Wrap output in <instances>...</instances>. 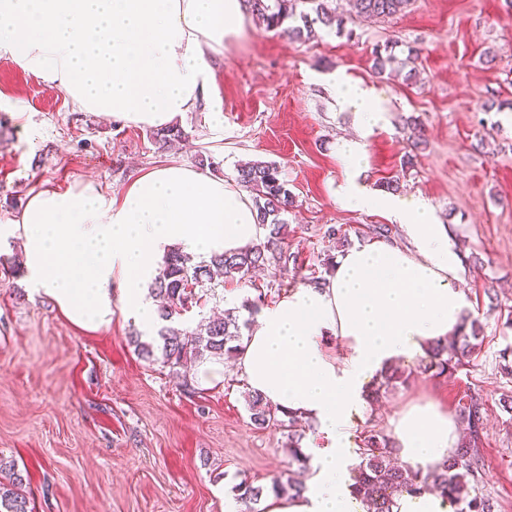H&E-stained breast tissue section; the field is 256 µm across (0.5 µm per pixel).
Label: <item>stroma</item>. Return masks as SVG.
I'll list each match as a JSON object with an SVG mask.
<instances>
[{
	"label": "stroma",
	"instance_id": "obj_1",
	"mask_svg": "<svg viewBox=\"0 0 512 512\" xmlns=\"http://www.w3.org/2000/svg\"><path fill=\"white\" fill-rule=\"evenodd\" d=\"M354 31L292 40L254 22L245 37L210 61L208 84L224 111L211 127L205 108L179 118L187 139L161 149L150 131L70 104L57 87L0 56V225L16 218L31 195L94 181L122 189L167 164L197 166L213 157L212 175L234 181L238 164L271 161L295 198L284 247L297 262L281 276L265 270L202 289L199 314L224 312L264 291L266 306L323 274L324 254L341 249L325 232L346 230L351 244L371 241L368 226L390 223L380 209L342 206L346 177L336 146L364 144L358 177L382 193L393 178L402 197L419 196L449 225L462 257L468 310L485 326L477 366L452 377L412 376L367 412L363 429L389 434L408 405L432 400L455 411L459 398L486 399L483 494L497 512H512V413L498 399L512 381L498 353L512 342V10L505 0H411L390 19L351 14L332 0ZM397 58L420 49L417 77H377L375 46ZM372 85L386 107L372 134L339 110L337 76ZM28 109L17 112L14 101ZM417 117L421 128L404 127ZM14 239L0 242V460L27 483L32 512H223L233 486L300 477L281 428H255L247 384L234 364L208 382L179 386L169 367L140 359L130 341L138 324L115 314L109 327L83 330L46 297L12 274Z\"/></svg>",
	"mask_w": 512,
	"mask_h": 512
}]
</instances>
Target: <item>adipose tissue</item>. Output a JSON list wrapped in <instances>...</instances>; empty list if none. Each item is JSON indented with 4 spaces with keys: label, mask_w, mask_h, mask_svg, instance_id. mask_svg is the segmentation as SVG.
Segmentation results:
<instances>
[{
    "label": "adipose tissue",
    "mask_w": 512,
    "mask_h": 512,
    "mask_svg": "<svg viewBox=\"0 0 512 512\" xmlns=\"http://www.w3.org/2000/svg\"><path fill=\"white\" fill-rule=\"evenodd\" d=\"M245 0H0V56L61 89L84 112L161 128L207 95L209 57L239 40ZM336 103L364 133L382 120L372 86L338 80ZM349 174L341 203L386 211L407 232L400 246L355 245L322 286L291 290L264 309L238 365L251 392L313 421L325 447L308 446L314 475L299 497H269L267 512H367L350 472L359 464L353 429L368 408L367 385L399 358L454 333L467 306L459 253L448 226L418 196H373L356 181L361 142L341 141ZM262 228L245 194L184 164L147 171L119 194L88 182L33 194L0 239L21 238L22 270L74 325L109 326L114 313L153 325L149 294L169 248L210 258L258 241ZM404 465L425 468L456 448V419L433 401L392 418Z\"/></svg>",
    "instance_id": "adipose-tissue-1"
}]
</instances>
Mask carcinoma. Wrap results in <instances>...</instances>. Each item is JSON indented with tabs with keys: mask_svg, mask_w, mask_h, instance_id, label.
Returning a JSON list of instances; mask_svg holds the SVG:
<instances>
[{
	"mask_svg": "<svg viewBox=\"0 0 512 512\" xmlns=\"http://www.w3.org/2000/svg\"><path fill=\"white\" fill-rule=\"evenodd\" d=\"M247 10L269 29L283 28V33L298 39H314L322 28L345 31V18L327 6V0H245ZM409 0H356L357 14L365 18H390L403 12ZM372 70L380 75L395 62L389 48L372 51ZM186 133L177 125L152 131L151 138L163 148L181 140ZM237 184L245 190L257 212L258 224L264 230L263 238L254 245L233 253L211 256L196 262L192 256L177 248L163 257L151 292L157 301V336L162 345L151 341L134 340L138 356L148 362L161 361L171 368H180L205 355L222 359L238 354L242 347V330L249 320L238 321L233 311L221 317H203L196 324H187L182 316L198 304L195 289L213 282L216 275L224 278H243L258 269L272 268L288 271V253L281 246L285 235L287 214L294 206L292 193L281 179L279 167L268 161H250L238 165ZM484 342L483 325L477 319L463 317L456 338L449 343L432 344L418 368L435 377H451L461 368L472 365L479 357ZM161 356H156V353ZM409 375L390 365L381 371L379 379L370 389L371 402L376 403L383 393L398 385H406ZM251 423L257 428L277 424L288 429V453L291 460L303 469H310V458L302 451L304 430L297 428L303 417L286 413L279 419L273 407L257 394H248ZM457 414L465 426V433L457 447L443 462L427 471L400 467L392 463L394 446L380 432L370 429L361 439V462L352 471L357 496L373 504L374 512H391L395 495L428 486L441 490L453 512H494L495 504L483 495L479 485L483 482L484 402L473 392L460 399ZM9 484L0 482V512H31L30 500L24 489L23 476L10 468ZM305 490V484L291 478L275 481L271 487L253 485L246 481L235 486L237 500L247 512H259L256 505L272 493L295 498Z\"/></svg>",
	"mask_w": 512,
	"mask_h": 512,
	"instance_id": "obj_1",
	"label": "carcinoma"
}]
</instances>
